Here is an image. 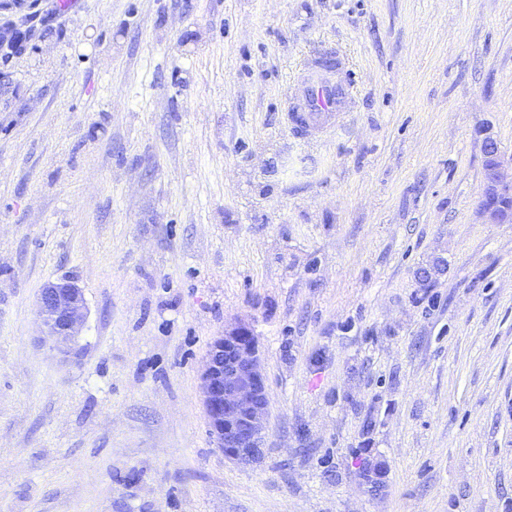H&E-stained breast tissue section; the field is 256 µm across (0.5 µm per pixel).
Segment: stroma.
Segmentation results:
<instances>
[{"instance_id":"1","label":"stroma","mask_w":512,"mask_h":512,"mask_svg":"<svg viewBox=\"0 0 512 512\" xmlns=\"http://www.w3.org/2000/svg\"><path fill=\"white\" fill-rule=\"evenodd\" d=\"M0 70V512H512V0H41ZM354 76L296 136L315 58ZM87 320L64 359L43 286ZM249 326L241 467L200 390ZM384 467L371 491L360 468ZM353 82L336 58L316 61L288 105L295 133L309 136L335 128L352 103ZM483 153L485 161L489 160L491 165L484 168L480 213L488 224H510L512 210L489 202L512 199V173L509 177L504 157L497 141L492 137H486L483 140ZM38 313L49 349L65 357L71 355L76 330L87 317L82 288L70 280L47 283L39 294ZM200 388L218 447L238 465L261 463L269 398L257 341L246 326L225 328L213 340Z\"/></svg>"}]
</instances>
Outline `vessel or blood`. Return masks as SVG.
Returning a JSON list of instances; mask_svg holds the SVG:
<instances>
[{"label":"vessel or blood","mask_w":512,"mask_h":512,"mask_svg":"<svg viewBox=\"0 0 512 512\" xmlns=\"http://www.w3.org/2000/svg\"><path fill=\"white\" fill-rule=\"evenodd\" d=\"M353 82L339 59L315 62L288 105L295 133L309 136L335 128L352 103Z\"/></svg>","instance_id":"1"}]
</instances>
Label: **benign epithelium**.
<instances>
[{
	"label": "benign epithelium",
	"instance_id": "1",
	"mask_svg": "<svg viewBox=\"0 0 512 512\" xmlns=\"http://www.w3.org/2000/svg\"><path fill=\"white\" fill-rule=\"evenodd\" d=\"M31 22L29 15L18 20L0 17V51H14L22 35H33ZM483 153L490 165L484 168L480 213L488 224H510L512 210L498 201L512 199V176L495 139L483 140ZM38 313L49 349L71 355L76 330L87 317L82 288L70 280L46 284L39 294ZM201 392L218 447L238 465L261 463L269 398L257 341L246 326L226 328L213 340L201 372Z\"/></svg>",
	"mask_w": 512,
	"mask_h": 512
}]
</instances>
